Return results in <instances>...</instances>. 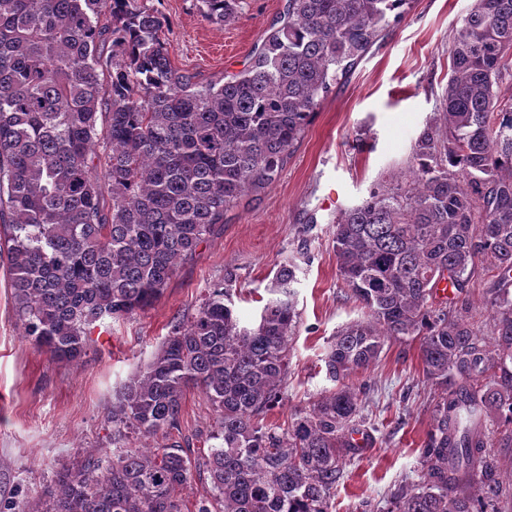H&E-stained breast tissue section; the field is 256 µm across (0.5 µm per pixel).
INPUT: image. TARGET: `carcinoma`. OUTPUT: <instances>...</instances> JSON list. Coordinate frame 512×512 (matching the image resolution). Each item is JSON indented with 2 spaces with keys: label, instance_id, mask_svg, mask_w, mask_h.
Returning a JSON list of instances; mask_svg holds the SVG:
<instances>
[{
  "label": "carcinoma",
  "instance_id": "cac0c4a2",
  "mask_svg": "<svg viewBox=\"0 0 512 512\" xmlns=\"http://www.w3.org/2000/svg\"><path fill=\"white\" fill-rule=\"evenodd\" d=\"M236 2L202 0L205 17L226 23ZM405 3L287 0L248 66L203 85L172 66L161 18L138 0H0V263L25 338L72 361L93 325L157 301L224 211L278 178L339 76ZM511 51L512 0H475L406 186L376 188L336 221L339 276L365 316L330 344L333 388L286 429L262 424L284 395L295 267L277 268L250 328L216 286L112 402L114 429L170 439L186 389L200 388L217 413L208 454L176 440L86 454L7 510L183 512L177 491L202 472L195 512H330L359 451L366 387L347 380L409 336L441 398L422 481L388 512H500L512 471L503 486L485 417L512 425V103L494 90ZM479 263L497 272L492 345L431 302L443 281L464 291Z\"/></svg>",
  "mask_w": 512,
  "mask_h": 512
}]
</instances>
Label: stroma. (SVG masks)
Masks as SVG:
<instances>
[{
    "instance_id": "obj_1",
    "label": "stroma",
    "mask_w": 512,
    "mask_h": 512,
    "mask_svg": "<svg viewBox=\"0 0 512 512\" xmlns=\"http://www.w3.org/2000/svg\"><path fill=\"white\" fill-rule=\"evenodd\" d=\"M140 2L161 15L160 38L171 64L204 84L243 70L286 5L238 0L235 19L216 24L204 17L201 0ZM473 3L408 0L401 20L333 86L259 200L226 211L223 224L178 266L153 306L97 324L79 362L58 360L23 339L0 268V504L22 503L79 454L140 446L134 434L113 440L112 402L213 286L229 284L234 311L252 325L275 270L286 262L296 268L300 318L284 401L267 412L265 425L287 426L329 387L328 347L337 330L364 315L338 275L334 225L373 186L404 182L415 141L442 110L449 51ZM491 279L479 271L468 292L447 304L489 341ZM351 381L367 387L359 420L371 444L346 462L335 512H363L368 505L385 512L399 486L421 481V452L439 394L424 374L418 340L408 337L387 342L375 364ZM214 424L206 396L188 388L178 436L183 447L194 454L205 449Z\"/></svg>"
}]
</instances>
